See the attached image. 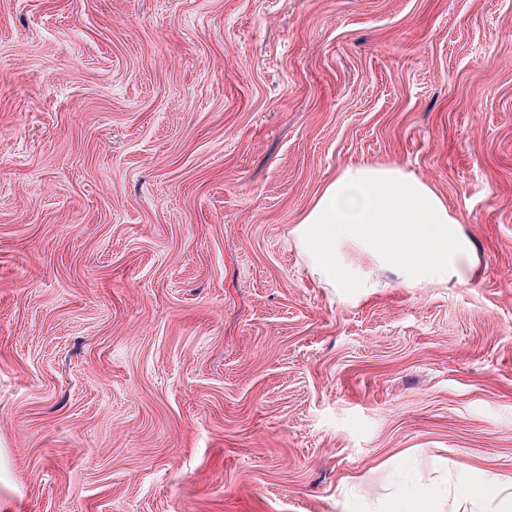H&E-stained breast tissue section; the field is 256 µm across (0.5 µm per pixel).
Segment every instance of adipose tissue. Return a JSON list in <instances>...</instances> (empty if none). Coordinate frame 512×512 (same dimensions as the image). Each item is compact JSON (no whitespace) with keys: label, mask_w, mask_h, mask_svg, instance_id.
Segmentation results:
<instances>
[{"label":"adipose tissue","mask_w":512,"mask_h":512,"mask_svg":"<svg viewBox=\"0 0 512 512\" xmlns=\"http://www.w3.org/2000/svg\"><path fill=\"white\" fill-rule=\"evenodd\" d=\"M294 243L312 278L326 288H373L371 269L393 271L413 286L464 283L474 251L443 199L402 168L351 164L327 183L293 230ZM366 256L370 267L353 262ZM470 512H512V481L454 479L450 487L410 484L399 495L377 500L371 512H438L447 500Z\"/></svg>","instance_id":"ef3b65f1"}]
</instances>
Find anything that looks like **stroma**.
<instances>
[{
  "label": "stroma",
  "instance_id": "35a3bbf8",
  "mask_svg": "<svg viewBox=\"0 0 512 512\" xmlns=\"http://www.w3.org/2000/svg\"><path fill=\"white\" fill-rule=\"evenodd\" d=\"M466 284L319 287L351 163ZM0 512H364L512 479V0H0ZM448 503V487L425 486L410 484L408 489L399 495L375 501L371 512H421L426 506L438 511Z\"/></svg>",
  "mask_w": 512,
  "mask_h": 512
}]
</instances>
